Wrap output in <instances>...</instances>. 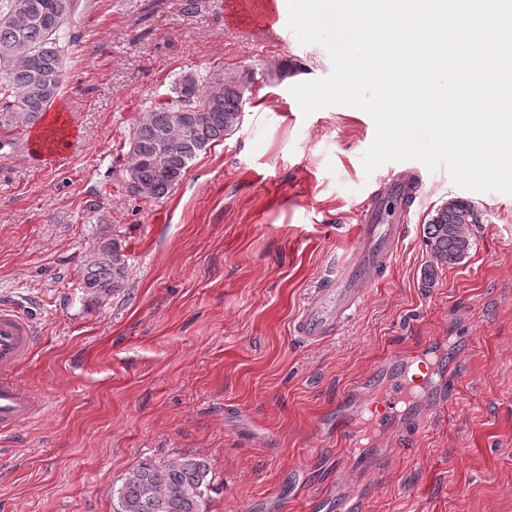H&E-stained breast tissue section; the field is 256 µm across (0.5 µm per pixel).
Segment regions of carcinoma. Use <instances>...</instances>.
I'll return each instance as SVG.
<instances>
[{
  "mask_svg": "<svg viewBox=\"0 0 512 512\" xmlns=\"http://www.w3.org/2000/svg\"><path fill=\"white\" fill-rule=\"evenodd\" d=\"M78 0H0V130L36 124L62 87L61 29ZM235 70L217 69L181 78L174 101L142 113L125 153V182L135 195L160 198L185 176L196 155L224 139L240 122L248 91ZM475 220L461 203L436 210L426 225L432 261L424 280L461 263L470 253ZM124 254L114 242L99 246L82 274L83 287L100 295L121 288ZM208 469L182 457L145 462L128 472L112 493V512H205Z\"/></svg>",
  "mask_w": 512,
  "mask_h": 512,
  "instance_id": "carcinoma-1",
  "label": "carcinoma"
}]
</instances>
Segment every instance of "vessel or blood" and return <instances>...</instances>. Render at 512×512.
I'll return each instance as SVG.
<instances>
[{
    "label": "vessel or blood",
    "instance_id": "b4317fda",
    "mask_svg": "<svg viewBox=\"0 0 512 512\" xmlns=\"http://www.w3.org/2000/svg\"><path fill=\"white\" fill-rule=\"evenodd\" d=\"M254 28L267 30L280 21L275 0H249L245 15ZM416 199L410 176L394 175L385 182V193L376 198L359 225L352 246L334 272L313 290L294 320V330L304 341L321 343L366 302L375 274L390 266L405 237L406 222ZM39 340L32 320L17 305L0 304V434L21 426L35 414L29 388L19 371L31 358ZM435 344L396 354L401 364L397 376L381 380L375 401L366 410L374 427L405 415L410 401L434 373Z\"/></svg>",
    "mask_w": 512,
    "mask_h": 512
}]
</instances>
